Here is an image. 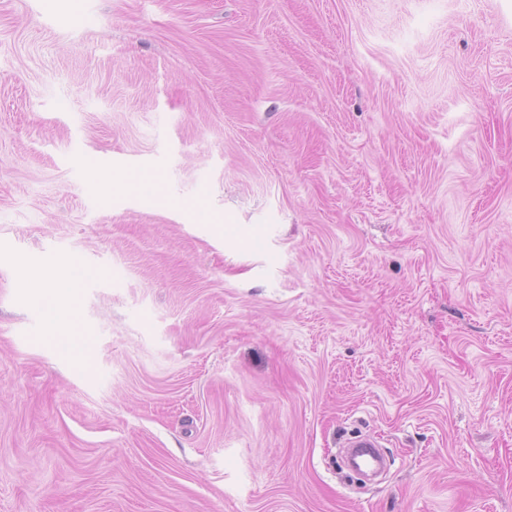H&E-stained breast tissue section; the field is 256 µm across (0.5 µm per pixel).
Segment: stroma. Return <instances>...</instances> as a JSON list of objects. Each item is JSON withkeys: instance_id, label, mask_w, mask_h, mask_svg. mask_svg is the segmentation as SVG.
Returning a JSON list of instances; mask_svg holds the SVG:
<instances>
[{"instance_id": "1", "label": "stroma", "mask_w": 512, "mask_h": 512, "mask_svg": "<svg viewBox=\"0 0 512 512\" xmlns=\"http://www.w3.org/2000/svg\"><path fill=\"white\" fill-rule=\"evenodd\" d=\"M0 512H512V0H0ZM27 286L35 297L41 296L45 291H69L74 288L72 264L68 261L60 263L54 270L52 279L36 267L26 270ZM345 448L341 449V465L340 468L342 470H347L349 472H353L359 476L358 480H360V487L363 486L365 479H363L360 475H363L359 470H357L351 462L348 460V452L350 448H380L378 442L369 434H359L354 439H350L345 445ZM345 449V451H344ZM364 476V475H363Z\"/></svg>"}]
</instances>
